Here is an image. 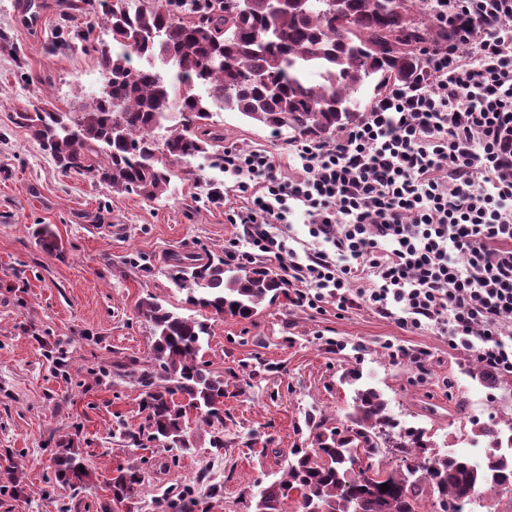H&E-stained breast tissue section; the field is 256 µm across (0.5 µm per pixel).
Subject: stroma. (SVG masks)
Here are the masks:
<instances>
[{"mask_svg":"<svg viewBox=\"0 0 512 512\" xmlns=\"http://www.w3.org/2000/svg\"><path fill=\"white\" fill-rule=\"evenodd\" d=\"M22 2L0 0V32L15 43L0 49V512H57L63 502L71 512H102L113 470L128 466L145 474L132 512H164L186 485L205 512H254L255 494L281 477L290 449L310 447L308 416L344 423L354 388L342 375L352 369L383 393L399 426L427 430L442 455H480L473 425L512 421V375L472 377L475 360L436 330L408 329L360 307L341 312L330 299L310 309L282 298L247 320H208L205 358L226 389L223 447H211V428L196 419L192 446L175 462L156 444L113 439L118 424L135 429L143 421L139 385L114 369L132 358L152 363V330L137 303L151 295L204 319L168 266L177 253L225 254L242 233L227 223L225 208L247 196L236 190L225 204L210 203L208 183L219 173L202 157L190 179H173L168 196L152 201L63 172L12 117L44 101L84 111L91 97L83 84L99 64L94 53L57 44L63 0H42L36 29L24 24ZM214 120L225 146L268 150L284 173L301 175L287 134L237 112H215ZM38 224L51 226L62 254L37 244L31 229ZM336 339L343 350L332 348ZM389 340L409 356L390 357ZM61 348L71 354L63 370ZM421 349L430 360L424 379L411 358ZM75 436L92 468L77 493L56 482L53 465L60 442ZM12 464L23 471L20 495Z\"/></svg>","mask_w":512,"mask_h":512,"instance_id":"obj_1","label":"stroma"}]
</instances>
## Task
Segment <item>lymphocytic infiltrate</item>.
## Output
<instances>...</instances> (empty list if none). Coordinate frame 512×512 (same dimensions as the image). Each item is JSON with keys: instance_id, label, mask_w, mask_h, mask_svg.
Masks as SVG:
<instances>
[{"instance_id": "1", "label": "lymphocytic infiltrate", "mask_w": 512, "mask_h": 512, "mask_svg": "<svg viewBox=\"0 0 512 512\" xmlns=\"http://www.w3.org/2000/svg\"><path fill=\"white\" fill-rule=\"evenodd\" d=\"M455 40L425 51L426 77L392 88L333 142L292 144L304 177L267 150L224 151L246 205L243 265L276 261L291 303L331 298L434 328L491 375L512 374V0H435ZM302 213L309 242L284 260L273 232Z\"/></svg>"}]
</instances>
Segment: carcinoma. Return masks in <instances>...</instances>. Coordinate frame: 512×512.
Returning a JSON list of instances; mask_svg holds the SVG:
<instances>
[{"instance_id": "1", "label": "carcinoma", "mask_w": 512, "mask_h": 512, "mask_svg": "<svg viewBox=\"0 0 512 512\" xmlns=\"http://www.w3.org/2000/svg\"><path fill=\"white\" fill-rule=\"evenodd\" d=\"M203 7L175 10L176 0H68L61 28L100 16L111 41L81 46L98 56L103 77L83 112H62L46 103L15 113L41 150L65 172H86L115 193L148 200L167 194L174 161L198 156L216 167L224 157V131L213 112H238L289 138L328 142L359 121L387 90L413 85L425 74L422 50L455 38L434 17L430 0H201ZM372 89L370 104L359 93ZM105 158L88 163L90 155ZM45 251L63 252L48 224L34 229ZM169 278L186 291V303L213 317L249 319L264 301L284 294L285 284L260 268L224 257L178 255ZM138 314L151 323L155 368L136 370L144 424L120 425L112 437L140 445L185 448L194 412L215 430L213 448L224 447V380L208 369V323L181 316L154 297L140 300ZM349 424L328 426L308 417L313 447L293 448L284 474L256 495L255 512H284L290 499L301 512H437L453 501L457 512L484 502L488 492L512 494L511 445L503 450L498 424L478 427L489 442L481 461L440 455L422 428L396 430L388 402L374 388L354 390ZM382 448L401 454L390 471L373 459ZM55 480L81 487L89 473L74 442L55 452ZM140 470L119 468L108 487L112 502L131 499ZM388 484L383 491L380 485ZM194 489L185 486L168 502L171 512H197Z\"/></svg>"}]
</instances>
